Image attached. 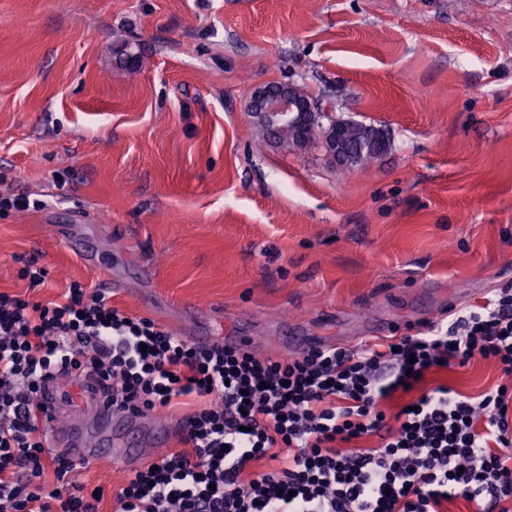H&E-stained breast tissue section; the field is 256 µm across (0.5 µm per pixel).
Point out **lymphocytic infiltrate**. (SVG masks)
Masks as SVG:
<instances>
[{"mask_svg": "<svg viewBox=\"0 0 512 512\" xmlns=\"http://www.w3.org/2000/svg\"><path fill=\"white\" fill-rule=\"evenodd\" d=\"M494 361L478 398L429 389L440 366ZM108 382L113 410L180 406L182 450L133 471L116 512H443L455 498L512 512V289L449 325L356 349L295 355L200 348L72 283L47 304L0 292V512H101L83 460L51 452L40 387L50 374ZM419 388L395 414L386 400ZM378 436L373 448L352 441ZM274 469L256 470L260 461Z\"/></svg>", "mask_w": 512, "mask_h": 512, "instance_id": "f902f5d3", "label": "lymphocytic infiltrate"}]
</instances>
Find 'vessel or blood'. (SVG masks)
<instances>
[{"mask_svg": "<svg viewBox=\"0 0 512 512\" xmlns=\"http://www.w3.org/2000/svg\"><path fill=\"white\" fill-rule=\"evenodd\" d=\"M41 402L52 418V448L76 459L142 468L175 438L172 426L113 412L107 390L91 378L55 377L44 386Z\"/></svg>", "mask_w": 512, "mask_h": 512, "instance_id": "vessel-or-blood-1", "label": "vessel or blood"}]
</instances>
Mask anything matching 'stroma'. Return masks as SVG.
Instances as JSON below:
<instances>
[{
    "instance_id": "1",
    "label": "stroma",
    "mask_w": 512,
    "mask_h": 512,
    "mask_svg": "<svg viewBox=\"0 0 512 512\" xmlns=\"http://www.w3.org/2000/svg\"><path fill=\"white\" fill-rule=\"evenodd\" d=\"M292 81L390 145L369 167L269 139ZM0 291L70 281L174 335L210 319L377 343L512 287V0H0ZM103 230L96 270L54 230ZM33 259L49 271L30 289ZM383 324L382 334L366 332ZM478 359L427 374L475 396Z\"/></svg>"
}]
</instances>
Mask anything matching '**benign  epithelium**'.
Returning <instances> with one entry per match:
<instances>
[{
  "label": "benign epithelium",
  "instance_id": "1",
  "mask_svg": "<svg viewBox=\"0 0 512 512\" xmlns=\"http://www.w3.org/2000/svg\"><path fill=\"white\" fill-rule=\"evenodd\" d=\"M251 115L273 138L287 130L295 132L296 144L316 131L328 136L326 154L336 165H349L356 156L345 142L346 121L336 118L334 104L310 98L293 82L256 88Z\"/></svg>",
  "mask_w": 512,
  "mask_h": 512
}]
</instances>
